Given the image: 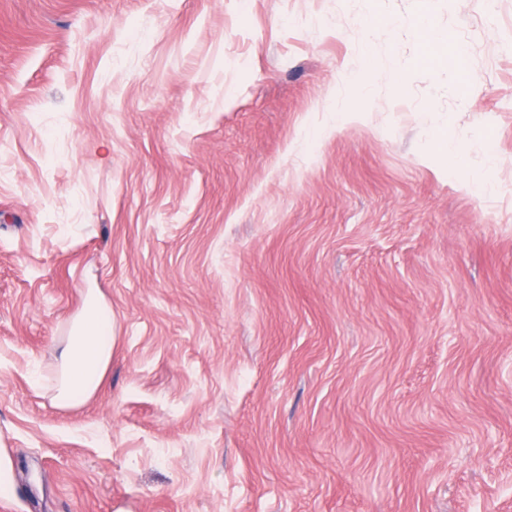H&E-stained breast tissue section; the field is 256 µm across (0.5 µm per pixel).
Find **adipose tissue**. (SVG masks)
I'll list each match as a JSON object with an SVG mask.
<instances>
[{
    "mask_svg": "<svg viewBox=\"0 0 512 512\" xmlns=\"http://www.w3.org/2000/svg\"><path fill=\"white\" fill-rule=\"evenodd\" d=\"M113 344L111 308L94 291H86L60 354L52 398L56 407L75 408L96 394L111 364Z\"/></svg>",
    "mask_w": 512,
    "mask_h": 512,
    "instance_id": "obj_1",
    "label": "adipose tissue"
}]
</instances>
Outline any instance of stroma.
Wrapping results in <instances>:
<instances>
[{"instance_id":"stroma-1","label":"stroma","mask_w":512,"mask_h":512,"mask_svg":"<svg viewBox=\"0 0 512 512\" xmlns=\"http://www.w3.org/2000/svg\"><path fill=\"white\" fill-rule=\"evenodd\" d=\"M0 448L12 512H512V0H0ZM113 344L112 309L88 289L60 354L52 398L56 407H79L96 394L111 364Z\"/></svg>"}]
</instances>
